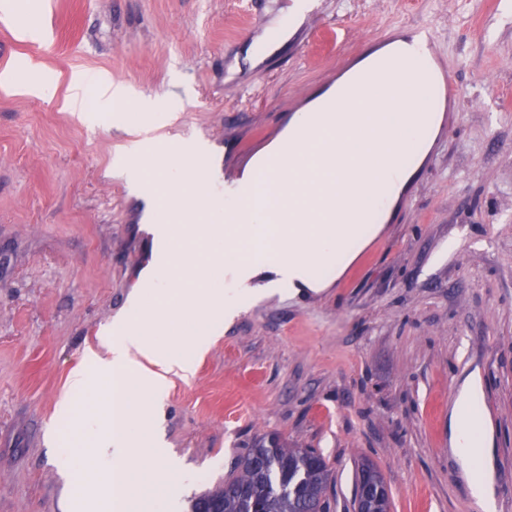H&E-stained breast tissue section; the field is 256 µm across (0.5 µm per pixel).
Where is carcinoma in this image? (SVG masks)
Here are the masks:
<instances>
[{
	"label": "carcinoma",
	"instance_id": "1",
	"mask_svg": "<svg viewBox=\"0 0 512 512\" xmlns=\"http://www.w3.org/2000/svg\"><path fill=\"white\" fill-rule=\"evenodd\" d=\"M383 481L369 460L356 469L354 492ZM331 474L323 455L313 448H290L276 437L261 438L238 460L224 485L198 497L192 512L218 501L223 512H330ZM360 512H390L391 500L376 502L359 497Z\"/></svg>",
	"mask_w": 512,
	"mask_h": 512
}]
</instances>
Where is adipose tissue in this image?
Segmentation results:
<instances>
[{
  "label": "adipose tissue",
  "mask_w": 512,
  "mask_h": 512,
  "mask_svg": "<svg viewBox=\"0 0 512 512\" xmlns=\"http://www.w3.org/2000/svg\"><path fill=\"white\" fill-rule=\"evenodd\" d=\"M405 42L377 51L352 68L358 82L336 111L320 113L306 132L309 113H296L286 135L268 147L273 163L255 192L225 200L220 174L209 162V146L148 138L117 153L114 172L133 191H146V206L160 257L141 277L99 338L68 378L67 396L57 403V425L84 435L78 452L85 462L86 497L100 498L104 481L126 487L136 463L163 456L159 436H145L151 411H133V393L160 402L169 374L192 375L190 355H203L245 303L273 296L297 297L325 288L322 268L344 270L380 232L370 217L395 206L413 175L401 146L437 129L442 116L424 111L420 100L401 97L400 79L381 65L401 59ZM55 82L33 62L0 70V93L53 97ZM130 90L105 71L71 72L64 107L85 111L126 102ZM228 278L230 290L215 278ZM197 317L190 340L174 337L173 309ZM91 398L77 410L72 395ZM482 387L470 379L452 409V446L469 475L473 496L489 503L487 421L480 408Z\"/></svg>",
  "instance_id": "adipose-tissue-1"
}]
</instances>
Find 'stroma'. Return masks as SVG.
<instances>
[{
	"mask_svg": "<svg viewBox=\"0 0 512 512\" xmlns=\"http://www.w3.org/2000/svg\"><path fill=\"white\" fill-rule=\"evenodd\" d=\"M292 0H51L48 40L0 22V68L105 70L151 114L0 95V512H76L79 491L45 434L70 370L97 346L150 265L143 201L111 169L145 136L205 141L237 180L291 115L384 35L432 28L460 100L404 201L320 294L244 310L172 379L155 422L215 489L252 442L313 448L333 512H354L355 467L374 462L392 512H483L451 449L452 401L479 378L495 512H512V0H319L263 61ZM177 120H170V113ZM144 459L133 512L160 495Z\"/></svg>",
	"mask_w": 512,
	"mask_h": 512,
	"instance_id": "1",
	"label": "stroma"
}]
</instances>
